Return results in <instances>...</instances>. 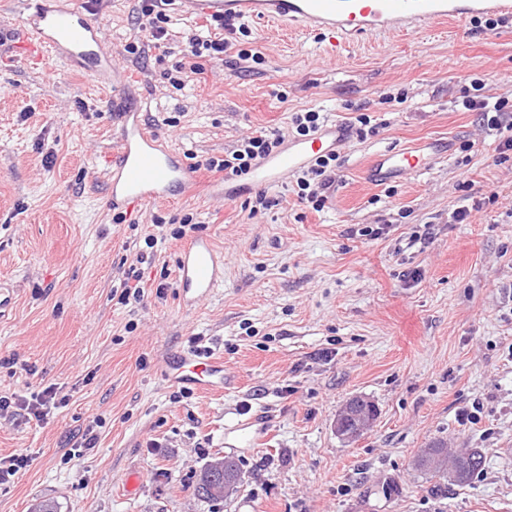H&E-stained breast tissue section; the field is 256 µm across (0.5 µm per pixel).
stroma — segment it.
<instances>
[{"label":"stroma","instance_id":"1","mask_svg":"<svg viewBox=\"0 0 512 512\" xmlns=\"http://www.w3.org/2000/svg\"><path fill=\"white\" fill-rule=\"evenodd\" d=\"M22 2L0 0V282L17 290L0 316V395L52 386L67 404L41 421L0 417V456L32 457L0 490V512L48 498L60 512H512V160L498 151L512 112L490 130L461 105L474 83L488 98L512 93V20L381 34L332 54L251 20L241 44L262 63L242 67L232 49L177 91L163 74L200 26L180 0L163 58L124 50L139 36L138 0H91L112 56L102 84L27 56ZM118 102L202 182L121 224L108 182ZM302 109L345 125L364 114L375 128L337 147L323 210L297 196L292 174L225 200L206 163L256 130L292 136ZM427 141L448 148L432 170L366 182L374 153ZM260 192L271 205L257 210ZM186 214L224 256L223 284L191 306L158 287L176 276L181 241L144 254L153 218ZM131 270L144 294L121 305L112 291ZM196 341L223 356V392L162 375L161 361ZM354 396L378 417L347 442L334 425ZM472 407L478 422L461 424ZM90 424L98 439L85 450ZM435 440L480 449L482 470L462 486L416 472ZM215 455L244 474L225 502L195 493Z\"/></svg>","mask_w":512,"mask_h":512}]
</instances>
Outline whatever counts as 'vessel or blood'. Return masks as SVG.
Segmentation results:
<instances>
[{
  "instance_id": "b4317fda",
  "label": "vessel or blood",
  "mask_w": 512,
  "mask_h": 512,
  "mask_svg": "<svg viewBox=\"0 0 512 512\" xmlns=\"http://www.w3.org/2000/svg\"><path fill=\"white\" fill-rule=\"evenodd\" d=\"M202 19L258 18L288 23L316 33L330 45L380 34L414 31L442 22L467 23L485 17L512 16V0H184ZM39 52L64 51L69 62L105 59L104 36L94 12L73 5H44L22 18ZM346 129L333 122L288 144L254 166L250 185L268 186L303 168L313 158L335 151ZM435 143L375 153L367 178L386 183L428 170ZM193 175L181 158L146 127L138 112L122 114L119 151L110 172L113 205L136 207L167 200L193 187ZM224 281V258L210 237L197 236L179 252L176 283L184 303L209 296ZM168 380L201 393L220 392L227 377L224 360L213 353L187 352L166 358Z\"/></svg>"
}]
</instances>
